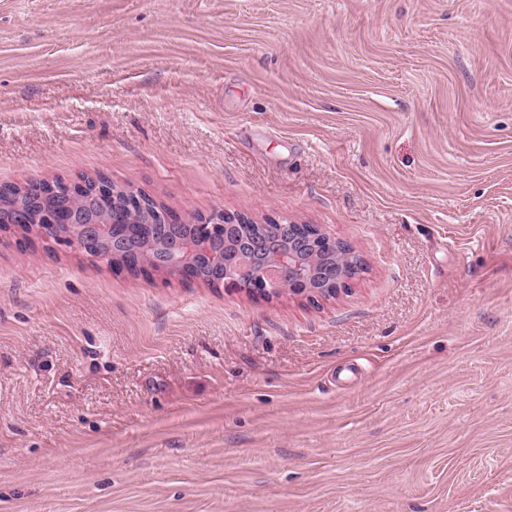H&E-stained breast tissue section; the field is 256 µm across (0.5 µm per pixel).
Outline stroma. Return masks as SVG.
I'll use <instances>...</instances> for the list:
<instances>
[{
    "mask_svg": "<svg viewBox=\"0 0 512 512\" xmlns=\"http://www.w3.org/2000/svg\"><path fill=\"white\" fill-rule=\"evenodd\" d=\"M95 173L364 269L0 232V512H512V0H0V183ZM194 218L199 223L205 220L201 215ZM230 220L231 215L219 209L210 213L203 224H180L191 230L195 226L209 223L195 237L174 233L168 224H158L156 233L161 241L153 247L150 263L145 266L142 274L169 272L175 268L181 253H189L206 264L212 278L223 283L226 289H237L240 278H252L249 293L254 297L268 299L273 292L281 290L277 286L288 284L290 294L318 302V298L322 299L323 296L306 288L300 278V257L309 252L310 247H317L315 241L321 235L340 241L345 249L349 248L347 243L336 239L321 226H318L319 235L302 238L296 228L300 224L281 218L277 220V228L270 234L245 240L244 247L237 250L233 259L227 261L224 240L235 226Z\"/></svg>",
    "mask_w": 512,
    "mask_h": 512,
    "instance_id": "obj_1",
    "label": "stroma"
}]
</instances>
